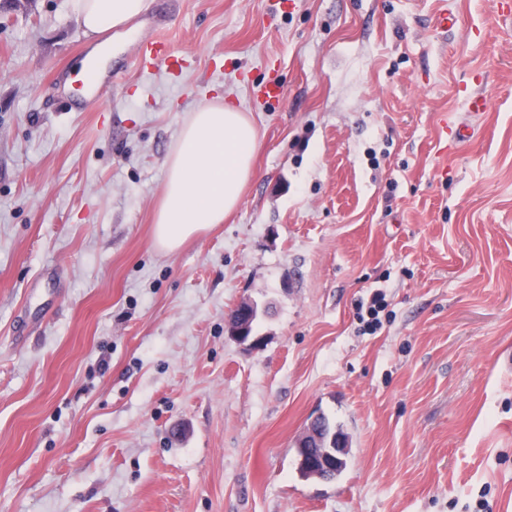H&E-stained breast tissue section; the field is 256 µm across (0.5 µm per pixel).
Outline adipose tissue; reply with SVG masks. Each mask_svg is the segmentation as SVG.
Wrapping results in <instances>:
<instances>
[{"label": "adipose tissue", "mask_w": 512, "mask_h": 512, "mask_svg": "<svg viewBox=\"0 0 512 512\" xmlns=\"http://www.w3.org/2000/svg\"><path fill=\"white\" fill-rule=\"evenodd\" d=\"M87 35L125 26L142 12L144 0H71ZM257 130L250 117L218 104L198 106L184 124L167 163L153 243L164 253L223 223L238 206L254 176Z\"/></svg>", "instance_id": "adipose-tissue-1"}]
</instances>
